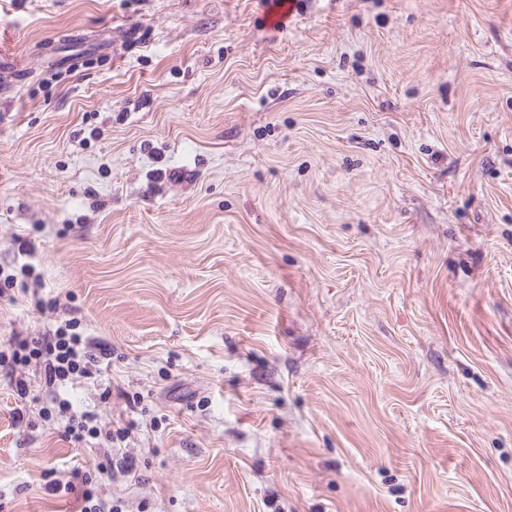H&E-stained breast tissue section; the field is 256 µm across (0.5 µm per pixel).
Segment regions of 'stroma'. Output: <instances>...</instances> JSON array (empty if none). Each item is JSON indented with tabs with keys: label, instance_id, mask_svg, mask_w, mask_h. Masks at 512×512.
<instances>
[{
	"label": "stroma",
	"instance_id": "stroma-1",
	"mask_svg": "<svg viewBox=\"0 0 512 512\" xmlns=\"http://www.w3.org/2000/svg\"><path fill=\"white\" fill-rule=\"evenodd\" d=\"M0 53V268L112 350L0 376V512H78L63 399L123 512H512V0H0ZM93 422H97V416L92 412L86 411L80 415L71 414L67 417L61 436L74 445L83 443L87 437L97 439L99 436H103L104 440L111 445L116 442H124L129 437L127 427L105 430L97 425H92Z\"/></svg>",
	"mask_w": 512,
	"mask_h": 512
}]
</instances>
